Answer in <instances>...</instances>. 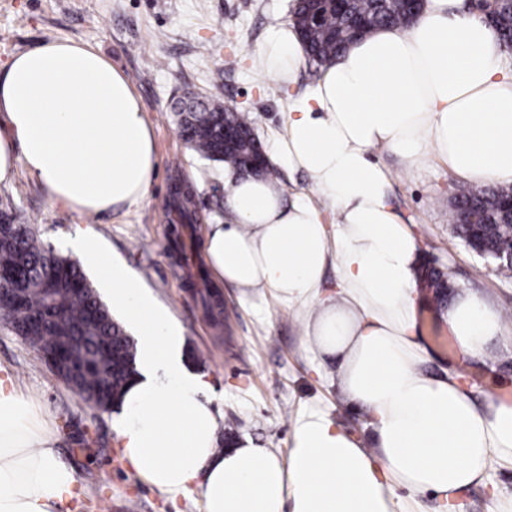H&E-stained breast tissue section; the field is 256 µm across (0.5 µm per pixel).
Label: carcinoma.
Here are the masks:
<instances>
[{
    "instance_id": "carcinoma-1",
    "label": "carcinoma",
    "mask_w": 512,
    "mask_h": 512,
    "mask_svg": "<svg viewBox=\"0 0 512 512\" xmlns=\"http://www.w3.org/2000/svg\"><path fill=\"white\" fill-rule=\"evenodd\" d=\"M297 0L294 25L300 30L309 61L325 66L336 60L344 47L371 31L387 26L405 27L414 13L407 0H346L340 6L331 0ZM497 26L493 34L503 49L512 46V3L494 0ZM179 116L180 136L201 157L250 172L248 160L257 145L248 114L224 109L220 103L199 97L179 100L173 106ZM512 193L509 186L484 185L455 194L448 203L450 223L456 236L467 241L472 229L458 223L461 210L474 213L482 224H500V200ZM0 224L10 233L0 239V270L24 290L18 307L4 303L0 317L24 340L27 321L39 318L42 347H54L68 339L71 350L82 359L77 373L79 392L94 398L96 407L109 410L134 372L136 346L126 328L112 318L108 307L88 283L80 265L43 247L37 236L11 208L0 209ZM434 299L448 304L449 273L434 269L429 274Z\"/></svg>"
}]
</instances>
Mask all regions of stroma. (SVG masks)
I'll return each mask as SVG.
<instances>
[{"mask_svg":"<svg viewBox=\"0 0 512 512\" xmlns=\"http://www.w3.org/2000/svg\"><path fill=\"white\" fill-rule=\"evenodd\" d=\"M293 6L294 0H0L1 62L42 41L91 46L134 88L156 155L148 193L131 207L103 215L74 212L51 200L21 168L0 184V203L34 227L45 247L68 258L76 228L92 229L106 259L129 268L180 329L188 366L204 375L215 394L219 437L247 434L283 457L302 411L320 409L361 439L368 436L366 419L343 401L332 366L314 358L299 318L286 306L259 288L242 293L218 287L211 276H190L186 262L204 264L206 228L223 214L227 189L223 165L202 159L180 137L171 104L194 91L247 112L262 149L271 151L286 135L290 97L318 77L307 61L288 84L261 62L270 29L291 21ZM372 158L391 172V205L411 225L426 261L450 270L457 291L479 294L512 314V276L465 247L448 222L446 202L462 180L437 161L414 164L382 149ZM276 169L286 200H310L328 229H335V213L315 196L310 177L281 163ZM177 176L191 192L197 223H175L168 209ZM210 288L218 289L229 320H214L205 311L202 298ZM419 293L417 334L432 355L428 369L460 375L481 409L512 394V321L489 356H467L432 292L423 287ZM5 377L41 401L56 455L76 473L73 512H202L199 494L173 500L141 482L121 459L109 413L83 402L36 348L0 320V379ZM457 501V512H512V468L493 464Z\"/></svg>","mask_w":512,"mask_h":512,"instance_id":"stroma-1","label":"stroma"}]
</instances>
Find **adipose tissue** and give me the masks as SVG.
<instances>
[{"label":"adipose tissue","instance_id":"1","mask_svg":"<svg viewBox=\"0 0 512 512\" xmlns=\"http://www.w3.org/2000/svg\"><path fill=\"white\" fill-rule=\"evenodd\" d=\"M262 59L293 82L304 61L295 31L272 28ZM378 147L441 161L471 183H512V75L491 29L462 0H425L410 27L357 41L289 104L281 161L331 201L335 233L310 201L285 203L280 182L228 166L226 211L204 241L219 282L265 289L302 313L309 350L335 361L336 384L365 414L372 448L310 410L292 425L287 457L246 435L217 452L211 388L187 369L180 330L128 269L105 262L113 307L142 327L114 430L143 482L171 496L199 491L204 512H398L400 487L449 512L491 462L512 465V405L480 413L460 384L422 370L423 254L390 204V173L369 159ZM19 165L79 213L145 198L156 165L151 130L128 81L98 52L54 40L0 67V183ZM330 263L340 274L332 293L322 288ZM445 317L467 355L483 354L502 329L473 293L457 294ZM52 443L34 397L0 385V512H64L76 478Z\"/></svg>","mask_w":512,"mask_h":512}]
</instances>
